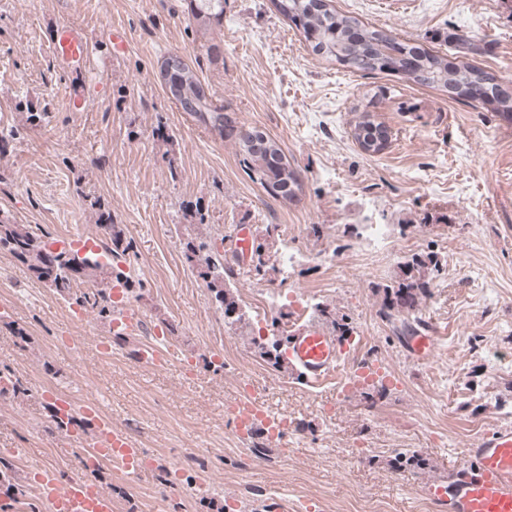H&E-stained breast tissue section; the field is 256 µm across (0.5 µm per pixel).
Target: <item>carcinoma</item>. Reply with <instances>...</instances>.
I'll return each mask as SVG.
<instances>
[{
    "label": "carcinoma",
    "mask_w": 512,
    "mask_h": 512,
    "mask_svg": "<svg viewBox=\"0 0 512 512\" xmlns=\"http://www.w3.org/2000/svg\"><path fill=\"white\" fill-rule=\"evenodd\" d=\"M187 10L203 25H223L224 0H185ZM277 11L291 21L303 34L314 31L318 39L311 45L312 52L329 61L355 72L397 73L408 81L444 91L448 82L469 83L473 86L470 99L477 102L491 100L502 106L508 100L496 98L500 89L498 77L469 64H462L448 72V63L438 54L430 53L418 46L400 42L390 32L366 26L355 16L336 11L324 0H274ZM185 78L186 95L179 99V108L193 120L211 128L219 134L234 138L240 150L254 163L255 171L264 190L274 198L294 197L300 190L298 173L285 161L278 142L272 138L258 148L247 144L246 139L254 132L229 126L224 107L214 103L207 85L203 84L188 65L177 74ZM375 122L364 114L354 126V139L358 145L367 142ZM102 250L107 263L99 265L96 258L78 257L69 251L55 252L49 248L46 235L26 224H15L0 214V251L8 252L17 261L27 265L36 278L46 286L66 295L72 304L91 308L98 317L114 321L117 307L112 299V283L121 282L126 294L138 299L144 284L132 274L127 266L131 242L123 237L117 224L99 225ZM226 236L210 240L189 238L183 243L187 260L193 263L198 277L206 284L212 298L224 311V318L231 322L242 321L236 294L231 288L233 267L227 261L224 246ZM440 270L437 256H414L401 268L396 280L382 285L384 293L382 315L392 325L395 333L413 336L426 328V324L409 321L400 316V310L417 305L426 294L429 275ZM89 283L93 290H84L80 285ZM284 337L270 336L254 341L259 357L277 370L288 372L282 357ZM51 420L60 431H70L73 426L85 430L86 423L67 414L60 419L51 414Z\"/></svg>",
    "instance_id": "obj_1"
}]
</instances>
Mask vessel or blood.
<instances>
[{
	"mask_svg": "<svg viewBox=\"0 0 512 512\" xmlns=\"http://www.w3.org/2000/svg\"><path fill=\"white\" fill-rule=\"evenodd\" d=\"M89 48L85 29L68 23L56 24L50 38L55 59L83 70L89 65ZM52 246L81 255L97 249L95 238L83 234L58 237ZM435 345L432 331L420 332L409 337L407 356L414 363H428ZM286 355L296 376L305 385L318 388L339 367L340 339L320 324L306 323L290 330ZM179 358L174 347L163 350L151 346L140 352L138 361L156 368ZM81 410L92 427L93 446L98 454L119 465L128 475H142L145 465L139 439L114 424L98 402L87 401ZM234 421L239 435H259L271 445L278 441L285 427L279 416L263 410L254 401L237 404ZM29 480L44 512H116L111 495L85 479L63 480L51 470L35 468L29 473ZM434 497L448 512H512V426H500L474 443L467 451L466 463L457 467L449 483L435 489Z\"/></svg>",
	"mask_w": 512,
	"mask_h": 512,
	"instance_id": "obj_1",
	"label": "vessel or blood"
}]
</instances>
